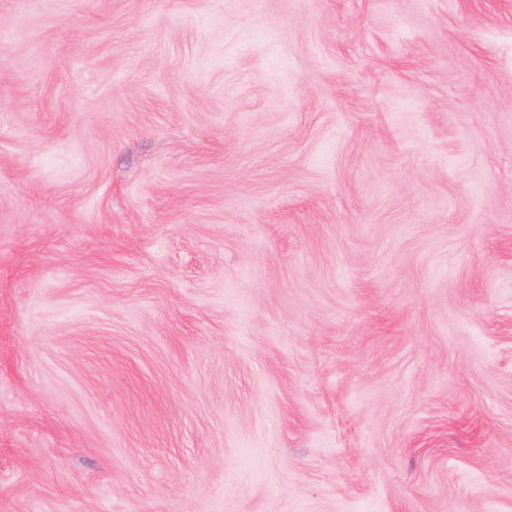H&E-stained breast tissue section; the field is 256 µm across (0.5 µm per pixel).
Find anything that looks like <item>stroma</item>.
Masks as SVG:
<instances>
[{"mask_svg": "<svg viewBox=\"0 0 512 512\" xmlns=\"http://www.w3.org/2000/svg\"><path fill=\"white\" fill-rule=\"evenodd\" d=\"M0 512H512V0H0Z\"/></svg>", "mask_w": 512, "mask_h": 512, "instance_id": "obj_1", "label": "stroma"}]
</instances>
